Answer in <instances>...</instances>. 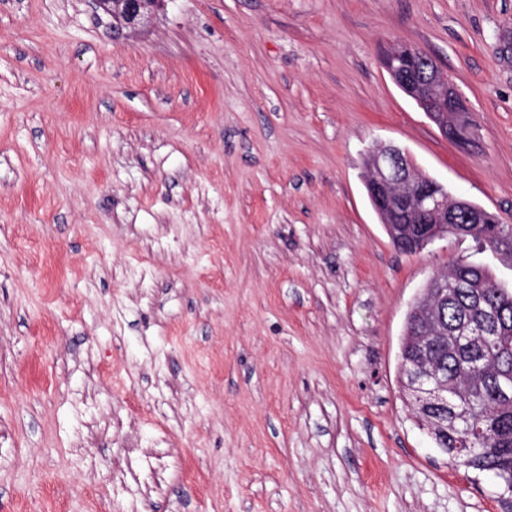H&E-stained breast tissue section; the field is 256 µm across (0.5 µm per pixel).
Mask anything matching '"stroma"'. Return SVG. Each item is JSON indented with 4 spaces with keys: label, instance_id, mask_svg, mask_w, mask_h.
Segmentation results:
<instances>
[{
    "label": "stroma",
    "instance_id": "obj_1",
    "mask_svg": "<svg viewBox=\"0 0 512 512\" xmlns=\"http://www.w3.org/2000/svg\"><path fill=\"white\" fill-rule=\"evenodd\" d=\"M425 52L462 151L390 79ZM512 224V0H0V512H512L398 382L409 305L364 156ZM97 7L112 17L116 36L123 29L141 31L147 28L164 0H93Z\"/></svg>",
    "mask_w": 512,
    "mask_h": 512
}]
</instances>
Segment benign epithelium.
Returning <instances> with one entry per match:
<instances>
[{
  "label": "benign epithelium",
  "instance_id": "1",
  "mask_svg": "<svg viewBox=\"0 0 512 512\" xmlns=\"http://www.w3.org/2000/svg\"><path fill=\"white\" fill-rule=\"evenodd\" d=\"M97 7L112 17V28L116 34L123 30L141 31L147 28L164 0H94ZM426 77L415 79L409 73L392 65L386 69L398 86L408 90L420 108L436 124L440 133L451 135V121L443 113L456 111L455 101L459 98L457 89L448 85L446 76L430 57L425 58ZM368 192L380 191L389 207L402 204L412 209L418 223L423 225V247L427 248L439 241L448 240V226L456 225L453 232L457 239L468 238L462 221L476 222L479 210L462 198L449 199L448 187L435 182L439 192L420 193L416 184L425 178L417 171L408 154L391 144H376L368 149L366 158ZM465 294L468 303L467 313L453 325L448 324L438 314V308L448 305L460 294ZM407 316L422 323L421 332L416 336L405 335L401 349L412 348L416 353L412 366L407 370L408 386L419 393L416 404L418 421L429 424L421 418L422 412L429 414L430 420H437L454 411L448 401V381L437 376L432 350L439 342L452 343L453 348L464 355L474 366L492 375L499 386L512 383V367L506 368L499 361L488 356L491 344L512 335V323L504 314L488 307L484 289L476 279L456 280L448 283V277L430 279L422 289L420 297L410 307Z\"/></svg>",
  "mask_w": 512,
  "mask_h": 512
}]
</instances>
